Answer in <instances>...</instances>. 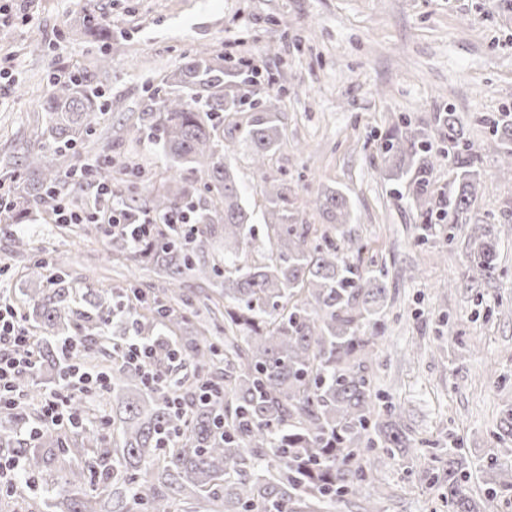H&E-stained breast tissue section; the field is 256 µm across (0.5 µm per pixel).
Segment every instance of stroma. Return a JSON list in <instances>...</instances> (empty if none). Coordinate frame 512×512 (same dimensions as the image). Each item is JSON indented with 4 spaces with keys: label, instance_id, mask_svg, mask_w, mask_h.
Returning <instances> with one entry per match:
<instances>
[{
    "label": "stroma",
    "instance_id": "1",
    "mask_svg": "<svg viewBox=\"0 0 512 512\" xmlns=\"http://www.w3.org/2000/svg\"><path fill=\"white\" fill-rule=\"evenodd\" d=\"M112 29V68L95 83L109 100L91 115L101 159L121 174L139 207L150 206L170 170L143 121L165 74L201 47L232 45L262 75L239 85L252 100L281 92L282 142L269 173L287 180L300 222L325 229L309 204L325 188L342 190L352 216L345 235L364 260L385 267L394 299L379 332L377 387L399 402L404 421L430 447L460 440L473 462L469 486L487 512H512L487 493L483 465L495 447L503 400L512 397V177L488 152L492 127L512 108V0H7L12 22L0 26V182L22 181L24 153H38L51 75L90 67L101 42L73 32L76 6ZM453 109L482 155L481 189L444 234L421 238L402 186L382 172L380 144L401 121L431 128L433 113ZM246 209L267 202L253 177L251 151L225 137ZM496 225L499 273L469 271L465 254L477 223ZM25 247H17L16 237ZM64 265L73 287L94 279L112 289L152 292L153 270L113 251L98 224H57L34 211L14 230L0 226V291L20 297L35 272ZM420 342L414 360L400 353ZM394 494L385 512H434L445 488L391 465L378 474Z\"/></svg>",
    "mask_w": 512,
    "mask_h": 512
}]
</instances>
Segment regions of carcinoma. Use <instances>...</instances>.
<instances>
[{
  "mask_svg": "<svg viewBox=\"0 0 512 512\" xmlns=\"http://www.w3.org/2000/svg\"><path fill=\"white\" fill-rule=\"evenodd\" d=\"M71 24L85 33L112 38L109 27L80 9ZM241 73L224 66V57L198 50L165 75L163 93L151 96L145 112L160 133V148L171 167L202 169L215 196L199 208L190 188L172 176L167 189L153 197L151 212L167 216L187 210L194 226L157 224L136 245L120 238L118 251L153 267L168 287L164 302L151 304L87 284L66 285L59 270L53 287L41 280L25 293L40 336L35 366L20 375L17 386L29 393L45 373L63 366L102 372L111 378L112 424L107 437L95 423L89 397L71 396L82 421L68 432L43 430L39 446L27 456L20 476L26 482L45 477L53 512H325L336 502L359 512H383L390 498L377 473L404 465L421 481L447 486L446 512H484L468 485L469 460L455 445L441 453L423 452L404 423L400 406L374 382L379 359L378 321L386 315L390 291L386 272L363 264L364 245L349 236L337 239L299 222L286 180L267 174V160L279 145V111L275 95L253 107L245 124L234 129L252 150L254 177L269 203L262 247L265 261L247 265L245 248L256 240L243 206L237 176L224 157V118L243 111V96L224 91L225 78ZM89 75L54 76L41 107L47 115L45 144L25 156L24 187L1 185L6 207L0 221L19 218L29 207L54 210L82 187V169H70L63 184L58 157L75 148L89 130L92 112L108 107ZM441 131L435 145L423 129L404 122L386 133L381 144L388 179L407 184L421 229L452 224L469 209L481 186L477 153L466 137L460 115L436 112ZM488 148L503 172H512V110L494 122ZM446 159L456 167L455 187L446 198L431 191L434 170ZM331 228L347 224L351 208L339 191L327 188L312 200ZM224 240V267L210 262L213 240ZM498 231L478 226L467 257L482 276L497 270ZM193 272L203 280L224 277V304L205 296L203 307L222 313L224 337L213 341L206 321L192 334L179 336L190 322L181 279ZM126 311L135 339H153L150 372L124 362V344L114 340L109 315ZM80 340V347L59 360L51 339ZM107 353L110 365L95 364ZM188 362L189 377L171 378L174 363ZM218 388L203 397L206 388ZM178 399L181 407L173 406ZM494 435L499 447L484 465L492 489L512 496V400H506Z\"/></svg>",
  "mask_w": 512,
  "mask_h": 512,
  "instance_id": "obj_1",
  "label": "carcinoma"
}]
</instances>
